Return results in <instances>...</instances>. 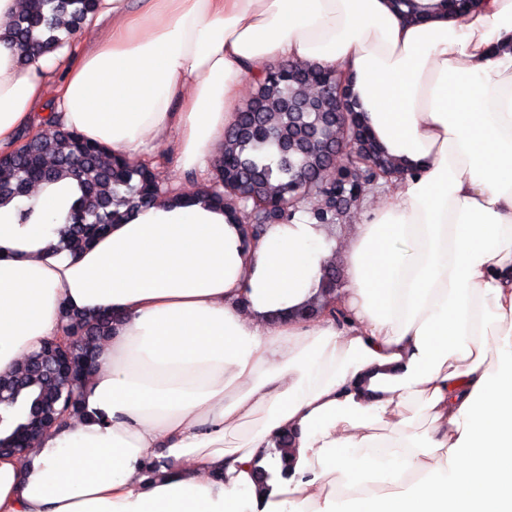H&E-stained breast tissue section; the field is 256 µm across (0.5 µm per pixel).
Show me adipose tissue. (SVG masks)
Listing matches in <instances>:
<instances>
[{"label": "adipose tissue", "instance_id": "obj_1", "mask_svg": "<svg viewBox=\"0 0 512 512\" xmlns=\"http://www.w3.org/2000/svg\"><path fill=\"white\" fill-rule=\"evenodd\" d=\"M89 25L71 59L0 42V150L39 116L202 173L290 60L346 75L404 176L341 240L197 195L72 253L77 179L0 204V372L63 311L112 318L85 415L0 456V512H512V0H100Z\"/></svg>", "mask_w": 512, "mask_h": 512}]
</instances>
